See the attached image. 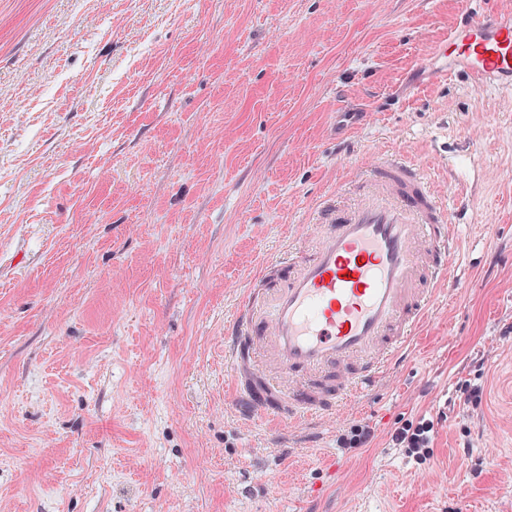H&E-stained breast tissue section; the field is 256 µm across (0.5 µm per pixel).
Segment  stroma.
Listing matches in <instances>:
<instances>
[{
    "mask_svg": "<svg viewBox=\"0 0 512 512\" xmlns=\"http://www.w3.org/2000/svg\"><path fill=\"white\" fill-rule=\"evenodd\" d=\"M466 19L460 0H0V512H512V93L420 76ZM341 108L365 125L337 131ZM401 152L443 199L469 191L460 299L319 435L241 421L225 321L266 258L310 251L316 201ZM424 419L418 462L390 435ZM356 421L374 438L344 451Z\"/></svg>",
    "mask_w": 512,
    "mask_h": 512,
    "instance_id": "35a3bbf8",
    "label": "stroma"
}]
</instances>
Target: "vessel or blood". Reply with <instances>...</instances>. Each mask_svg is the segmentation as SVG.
Returning <instances> with one entry per match:
<instances>
[{"instance_id": "obj_1", "label": "vessel or blood", "mask_w": 512, "mask_h": 512, "mask_svg": "<svg viewBox=\"0 0 512 512\" xmlns=\"http://www.w3.org/2000/svg\"><path fill=\"white\" fill-rule=\"evenodd\" d=\"M429 57L448 76L472 73L480 85L512 91V17H478L451 29ZM352 201L326 199L315 211L319 236L304 257L276 256L275 288L249 289L255 312L224 326V364L243 418L262 414L312 428L351 398H366L397 374L438 289L461 283L456 220L430 175L389 155L344 182ZM282 377L243 367V340Z\"/></svg>"}]
</instances>
